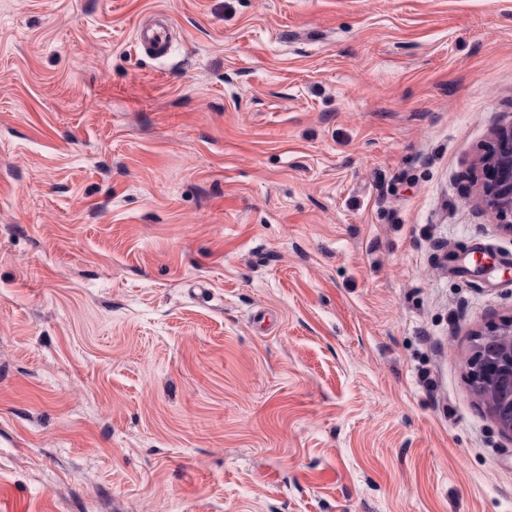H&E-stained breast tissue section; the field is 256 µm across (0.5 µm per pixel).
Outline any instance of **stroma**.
<instances>
[{"mask_svg": "<svg viewBox=\"0 0 512 512\" xmlns=\"http://www.w3.org/2000/svg\"><path fill=\"white\" fill-rule=\"evenodd\" d=\"M509 123L512 0H0V512H512ZM174 31V21L166 12H149L135 30L137 49L144 53L163 56L171 44ZM487 163L489 174L482 187L484 199L504 223L503 229L512 234V123L498 133ZM469 369L475 391L512 438V318L481 338Z\"/></svg>", "mask_w": 512, "mask_h": 512, "instance_id": "obj_1", "label": "stroma"}]
</instances>
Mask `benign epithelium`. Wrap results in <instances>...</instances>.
<instances>
[{"mask_svg": "<svg viewBox=\"0 0 512 512\" xmlns=\"http://www.w3.org/2000/svg\"><path fill=\"white\" fill-rule=\"evenodd\" d=\"M487 163L484 199L512 234V126L498 133ZM470 378L502 432L512 437V318L481 338L470 362Z\"/></svg>", "mask_w": 512, "mask_h": 512, "instance_id": "benign-epithelium-1", "label": "benign epithelium"}]
</instances>
